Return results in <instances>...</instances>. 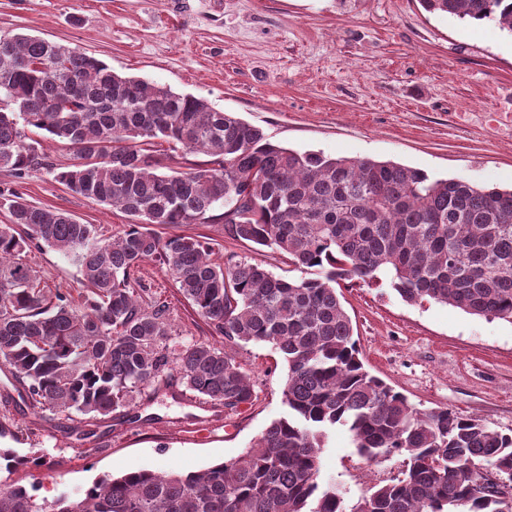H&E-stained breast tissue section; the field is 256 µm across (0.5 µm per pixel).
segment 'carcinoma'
<instances>
[{"instance_id": "carcinoma-1", "label": "carcinoma", "mask_w": 512, "mask_h": 512, "mask_svg": "<svg viewBox=\"0 0 512 512\" xmlns=\"http://www.w3.org/2000/svg\"><path fill=\"white\" fill-rule=\"evenodd\" d=\"M426 10L512 34V0H422ZM73 149L61 163L30 137ZM210 157L183 164L157 149ZM45 170L70 192L131 223L105 238L95 224L0 189V363L29 405L55 416H108L174 372L227 411L253 405L248 376L225 346L270 344L288 372L284 413L242 454L198 472L138 470L75 497L37 502L0 489V512H512L479 471L512 475V432L446 408L419 411L367 371L336 285L386 278L408 303L435 302L512 322V189L431 178L392 161L299 153L189 94L115 73L76 47L0 36V172ZM224 205L235 241L288 255L286 280L245 260L210 259L154 225L203 224ZM48 247L73 258L86 292L41 286L26 260ZM155 261L204 318L217 345L172 340L166 302L143 303L134 272ZM341 426L371 463L404 457L401 476L351 506L322 482L320 458ZM43 457L0 448V470Z\"/></svg>"}]
</instances>
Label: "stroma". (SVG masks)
I'll return each instance as SVG.
<instances>
[{"instance_id": "stroma-1", "label": "stroma", "mask_w": 512, "mask_h": 512, "mask_svg": "<svg viewBox=\"0 0 512 512\" xmlns=\"http://www.w3.org/2000/svg\"><path fill=\"white\" fill-rule=\"evenodd\" d=\"M40 36L77 47L116 73L207 100L298 152L369 157L435 178L512 186V34L426 12L420 0H0V34ZM17 189L31 204L60 209L104 236L121 232V210L71 193L37 172ZM216 206L205 224L157 227L161 237H204L212 257L296 272L285 256L228 238ZM43 285L78 294L72 258L29 253ZM138 275L147 296L168 306L174 341L210 340L205 321L154 262ZM365 368L418 410L448 408L512 430V323L435 303L411 305L389 284L343 282ZM234 354L257 398L234 412L169 379L110 416L69 420L18 399L0 365V448L45 454L49 465L0 472V485L36 487L38 499L75 493L105 475L137 470L198 471L238 456L285 410L287 366L270 346ZM403 459L371 464L344 428L330 435L321 478L346 505L399 476Z\"/></svg>"}]
</instances>
